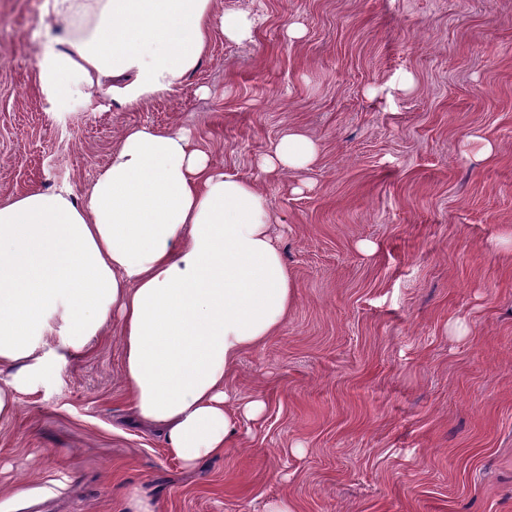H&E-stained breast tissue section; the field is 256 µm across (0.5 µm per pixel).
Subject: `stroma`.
<instances>
[{
    "instance_id": "1",
    "label": "stroma",
    "mask_w": 512,
    "mask_h": 512,
    "mask_svg": "<svg viewBox=\"0 0 512 512\" xmlns=\"http://www.w3.org/2000/svg\"><path fill=\"white\" fill-rule=\"evenodd\" d=\"M42 2L0 0V200L83 198L125 128L189 130L258 184L296 302L234 369L263 416L192 470L134 419L116 330L44 370L0 418V512H512V0H216L265 22L135 110L48 103ZM293 128L318 162L262 173Z\"/></svg>"
}]
</instances>
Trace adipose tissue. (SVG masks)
<instances>
[{
    "mask_svg": "<svg viewBox=\"0 0 512 512\" xmlns=\"http://www.w3.org/2000/svg\"><path fill=\"white\" fill-rule=\"evenodd\" d=\"M62 25L36 62L54 103L108 89L128 109L172 92L213 28L252 38L257 15L214 18V0H44ZM319 155L296 129L261 157L264 173ZM255 181L215 168L182 131L126 128L81 203L34 190L0 205V417L42 366L81 354L118 326L138 419L184 467L223 456L263 401L232 397L234 365L279 333L292 276Z\"/></svg>",
    "mask_w": 512,
    "mask_h": 512,
    "instance_id": "obj_1",
    "label": "adipose tissue"
}]
</instances>
